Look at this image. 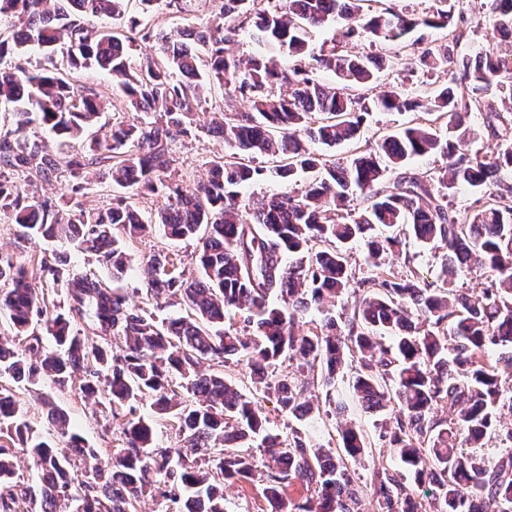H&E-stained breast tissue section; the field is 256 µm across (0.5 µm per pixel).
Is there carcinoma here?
<instances>
[{
	"mask_svg": "<svg viewBox=\"0 0 512 512\" xmlns=\"http://www.w3.org/2000/svg\"><path fill=\"white\" fill-rule=\"evenodd\" d=\"M125 0H0V61L37 50L61 56L49 67L0 66V105L10 128L0 131V214L23 240L71 241L110 267L112 285L73 271L57 257L40 261L65 290L63 307L48 313L45 294L28 270L0 259V315L19 343L0 338V377L48 373L66 383L80 376V390L101 396L112 416L123 413L121 446L112 462L91 465L94 448L69 430L66 415L44 400L60 447L44 437L20 410L14 390L0 384V512H25L31 486L15 477V445L41 471V512L61 504L73 512H135L139 498L161 491L175 512L202 504L226 512L224 483L264 474L262 494L274 512H359L362 490L348 461L369 457L371 443L353 423L338 430L336 447L325 448L298 429L275 432L260 399L274 396L280 413H310L311 387L334 385L336 369L358 363L349 393L363 411L388 408L394 422L382 437L403 471L424 486L404 481L402 471L373 466L369 491L380 512H512V390L501 367L512 369V112H494L493 91L512 97V67L494 51L475 58L454 56L468 37L457 0H435L423 16L404 14L384 0L367 15L365 0H212L218 20L170 31L158 52L129 69L135 44L153 37L138 28H97L96 18L123 13ZM493 30L512 33V0H494ZM334 21L341 35L327 47H310L311 31ZM246 29L259 46L247 60L231 51ZM416 29H445L448 43H424L420 67L444 78L436 90L408 96L395 86L375 97L367 88L393 65L412 58L380 60L349 53L352 37L398 46ZM112 76L128 109L144 117L94 131L102 102L97 88L76 83L85 69ZM333 74L325 84L313 71ZM277 85L288 86L275 94ZM224 90L208 131L224 141V155L192 187L174 180L172 145L194 135L195 112L206 92ZM247 110L228 114L236 104ZM496 138L489 154L466 153L474 139L470 116ZM372 112L434 116L410 121L344 161L318 153L354 140ZM42 128L62 152L28 130ZM435 156L445 166L414 171L416 157ZM108 170L113 189L159 195L164 204L147 217L132 198L116 195L108 209L79 205L63 211L32 193L39 182L64 178L79 194L90 169ZM309 175L306 188L285 190L247 203L239 188L269 177ZM468 187L479 194L472 211L448 205V192ZM163 229L166 238L193 247L198 268L183 277L184 259L159 251L147 262V294L153 311L129 304L122 281L131 266L126 243ZM423 246L446 249L438 280L409 267L396 270L383 254L402 245L401 231ZM366 248L369 273L358 276L353 245ZM487 273V286L472 296L453 287L457 271ZM360 294L354 306L345 296ZM184 314L159 318L173 298ZM322 314L307 331L299 323L310 310ZM243 319V330L234 320ZM50 336L54 346L45 345ZM122 342L116 352L107 337ZM392 339L385 344L381 338ZM296 362L298 375L272 381V366ZM207 360L215 371L202 376ZM250 365L249 392L224 379L226 363ZM150 399L153 416L137 415ZM445 405L448 416L435 410ZM167 418L193 459L159 443L157 419ZM500 448L488 457L481 448ZM295 485L306 496L294 499Z\"/></svg>",
	"mask_w": 512,
	"mask_h": 512,
	"instance_id": "1",
	"label": "carcinoma"
}]
</instances>
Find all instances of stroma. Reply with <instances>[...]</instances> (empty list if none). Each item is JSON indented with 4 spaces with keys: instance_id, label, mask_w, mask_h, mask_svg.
Listing matches in <instances>:
<instances>
[{
    "instance_id": "1",
    "label": "stroma",
    "mask_w": 512,
    "mask_h": 512,
    "mask_svg": "<svg viewBox=\"0 0 512 512\" xmlns=\"http://www.w3.org/2000/svg\"><path fill=\"white\" fill-rule=\"evenodd\" d=\"M459 7L465 10L470 18L473 31L468 40L457 46L458 55H472L488 48L496 49L503 55H512V41L501 39L490 24L491 0H461ZM213 15L214 7L211 0H191L188 11L179 13L167 9L159 2L147 14L146 19L155 33L159 34L194 25L197 19L210 18ZM172 149L176 159L175 175L184 185L190 186L205 177L207 164L213 156L223 154L224 142L218 135L200 131L195 136L176 140ZM166 248L175 249L179 254L185 255L183 268L186 276L196 275V266L188 259L190 247L182 242L172 243L160 231H153L129 244L132 266L123 286L131 303L143 304L147 261L155 252ZM60 250L69 251L70 264L74 270L96 275L106 281L110 280V271L100 265L95 256L80 251L77 247L67 246L63 241L34 242L20 239L16 224L6 218L0 219V257L24 266L31 274L39 276L40 283L47 292V301L51 304L63 302L64 290L61 286L53 284L51 278L41 275L39 260L51 257ZM14 387L29 421L39 432L49 434L55 430L47 408L41 404L42 399L46 398L69 416L74 430L83 438L85 446L97 450L99 462L110 460L113 449L119 447V419L111 418L109 409L103 404L83 398L77 384H61L52 377L43 375L36 384L32 385L21 379L15 381ZM325 393V388L316 389L312 400L314 409L303 421L281 415L276 410L274 402H266V414L271 426L284 435L295 427L314 436L321 444H335L337 421L323 413L326 406Z\"/></svg>"
}]
</instances>
